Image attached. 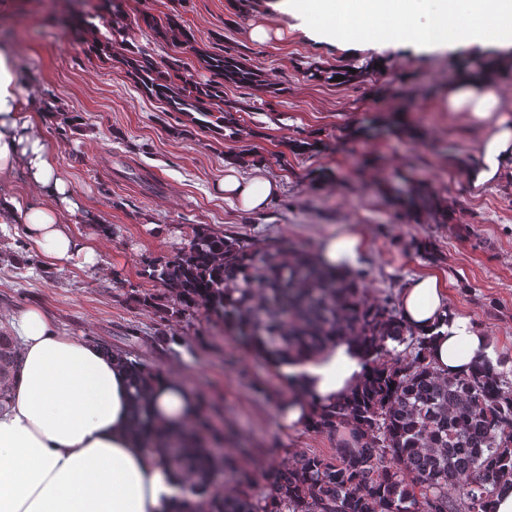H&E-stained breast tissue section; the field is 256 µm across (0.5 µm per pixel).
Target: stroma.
I'll use <instances>...</instances> for the list:
<instances>
[{
	"label": "stroma",
	"mask_w": 512,
	"mask_h": 512,
	"mask_svg": "<svg viewBox=\"0 0 512 512\" xmlns=\"http://www.w3.org/2000/svg\"><path fill=\"white\" fill-rule=\"evenodd\" d=\"M274 2L122 0L128 25L110 33L115 47L136 46L197 81L210 77L201 50L237 54L257 67L281 93L225 88L247 129L231 137L147 98L121 63L100 61L83 28L63 20L68 0H16L0 13V42L13 44L43 102L82 117L80 131L70 133L54 118L46 136L80 206L70 231L103 260L99 271L73 261L50 265L22 225L0 224V329L9 330L12 313L37 305L65 335L112 344L159 372L177 373L197 393L200 414L224 432L221 448L236 468L224 477L228 494L239 476L260 478L301 454H332L336 442L282 429L276 407L286 390L274 364L218 320L177 311L175 298L143 276L146 261L187 246L190 226L255 249L287 240L313 253L330 229L354 225L367 240L359 267L368 302L397 296L408 278L438 275L453 311L471 316L497 356H512V177L473 190L465 169L478 132L438 106L444 85L488 57L499 62L494 78L512 105V47L474 43L425 53L379 44L352 54L314 41ZM171 14L193 30L194 47L136 25L145 15L162 22ZM259 22L272 31L263 43L248 36ZM312 64L368 72L337 85L307 79ZM296 140L319 147L296 155ZM241 155L249 158L243 174L258 167L281 186L264 212H242L216 191L225 164ZM320 172L326 181H316ZM419 185L439 196L447 222L395 205ZM415 240L432 242L436 260L417 254ZM147 292L158 307L142 305Z\"/></svg>",
	"instance_id": "35a3bbf8"
}]
</instances>
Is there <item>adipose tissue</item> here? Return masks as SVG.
I'll use <instances>...</instances> for the list:
<instances>
[{
    "label": "adipose tissue",
    "mask_w": 512,
    "mask_h": 512,
    "mask_svg": "<svg viewBox=\"0 0 512 512\" xmlns=\"http://www.w3.org/2000/svg\"><path fill=\"white\" fill-rule=\"evenodd\" d=\"M275 8L310 23L318 40L352 52L378 43L427 50L473 42L512 46V0H277ZM422 15L428 18L423 25L417 22ZM438 104L481 132L466 171L472 187L512 174V115L490 79L463 74L443 89ZM44 115L14 49L0 45V223L24 225L51 262L98 267V250L68 229L79 205L48 143ZM18 175L31 196L6 191ZM217 190L245 212L264 211L280 193L278 182L261 171L246 177L231 164ZM365 248L361 232L347 225L322 238L317 258L324 268L351 273ZM398 305L406 325L434 336L431 357L442 372L463 373L477 358H494L489 336L469 316L453 312L436 276L410 279ZM9 322L20 363L14 398L0 411V512H169L188 479L130 433L128 372L99 345L59 334L40 308L13 313ZM279 370L291 393L280 400L277 421L301 428L315 406L334 405L359 386L367 367L346 337ZM148 406L165 431L192 417L196 398L178 377L164 375Z\"/></svg>",
    "instance_id": "adipose-tissue-1"
}]
</instances>
